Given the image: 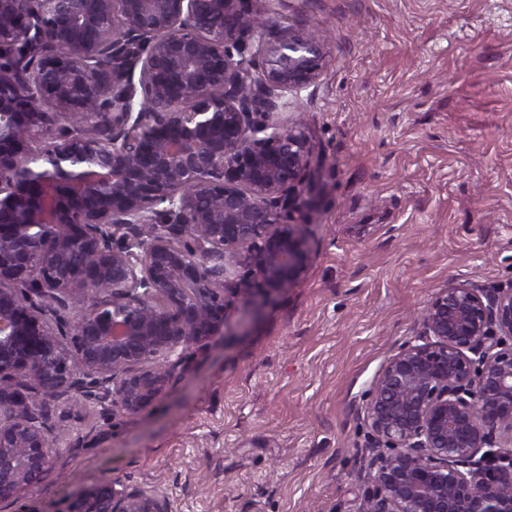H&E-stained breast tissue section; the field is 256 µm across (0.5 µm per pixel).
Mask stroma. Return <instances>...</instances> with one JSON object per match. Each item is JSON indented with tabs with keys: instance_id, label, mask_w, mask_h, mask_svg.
Instances as JSON below:
<instances>
[{
	"instance_id": "obj_1",
	"label": "stroma",
	"mask_w": 512,
	"mask_h": 512,
	"mask_svg": "<svg viewBox=\"0 0 512 512\" xmlns=\"http://www.w3.org/2000/svg\"><path fill=\"white\" fill-rule=\"evenodd\" d=\"M268 31L319 34L289 95L314 143L313 260L224 327L153 407L50 399L54 470L0 512H63L104 478L167 487L171 512H359L361 395L433 293L512 288V0H251Z\"/></svg>"
}]
</instances>
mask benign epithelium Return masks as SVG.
Returning <instances> with one entry per match:
<instances>
[{
    "mask_svg": "<svg viewBox=\"0 0 512 512\" xmlns=\"http://www.w3.org/2000/svg\"><path fill=\"white\" fill-rule=\"evenodd\" d=\"M252 30L245 0H0V503L52 469L39 401L151 408L226 292L311 263L314 147L286 113L323 43L288 28L248 57ZM420 325L366 393L360 512H512V288L453 283ZM63 512L170 501L104 478Z\"/></svg>",
    "mask_w": 512,
    "mask_h": 512,
    "instance_id": "7a95c632",
    "label": "benign epithelium"
}]
</instances>
